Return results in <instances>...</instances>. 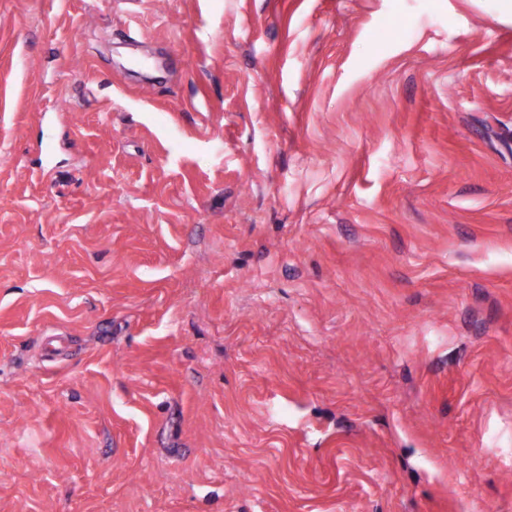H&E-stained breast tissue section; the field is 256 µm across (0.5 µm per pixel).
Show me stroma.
Listing matches in <instances>:
<instances>
[{
    "instance_id": "stroma-1",
    "label": "stroma",
    "mask_w": 512,
    "mask_h": 512,
    "mask_svg": "<svg viewBox=\"0 0 512 512\" xmlns=\"http://www.w3.org/2000/svg\"><path fill=\"white\" fill-rule=\"evenodd\" d=\"M0 512H512V0H0Z\"/></svg>"
}]
</instances>
